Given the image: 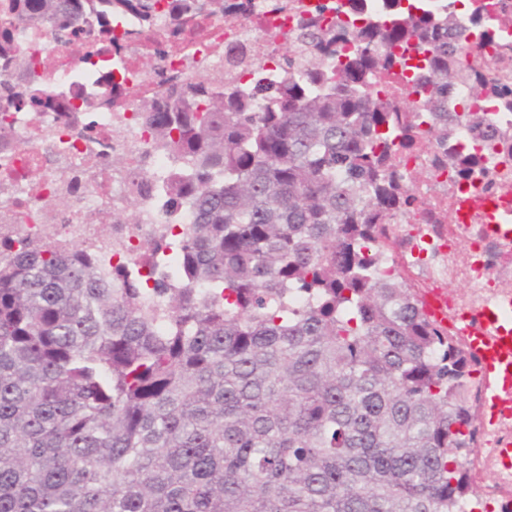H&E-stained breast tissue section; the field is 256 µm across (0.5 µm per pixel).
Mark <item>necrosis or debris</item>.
<instances>
[{
  "mask_svg": "<svg viewBox=\"0 0 512 512\" xmlns=\"http://www.w3.org/2000/svg\"><path fill=\"white\" fill-rule=\"evenodd\" d=\"M402 0L411 11L454 13L470 47V57L497 81L512 85V62L502 56L512 45V10L499 11L496 0ZM227 0L224 16L197 15L175 21L158 12L153 22L129 11L113 17L108 32L84 34L78 47H57L46 25H15L14 44L31 63L27 72L0 64V238H40L52 227L55 242L105 254L110 264L126 261L129 248L169 235L171 228L193 222L189 207H167L172 185L189 170L188 159L156 147L134 118L136 103L164 96L224 70L225 57L235 51L244 63L230 78L247 85L273 82L276 62L295 33L310 21L320 26H364L385 17V0ZM393 64L378 73L374 91L390 111L415 114L420 128L428 117L421 106L413 75L423 71V55L391 46ZM46 88L50 103L36 112L15 110L10 96ZM448 148L436 149L419 139L397 148L391 167L409 202L387 227L397 255L387 257L382 276H399L419 267L435 286L458 280L460 301H449V313L480 308L486 301L512 296V235L487 231L482 220L459 213L468 195L512 198V109L493 95L473 99L467 84L454 83L448 104ZM94 126V136L84 133ZM71 141L69 149L58 139ZM124 155L129 164L101 178L102 154ZM67 196L66 215L51 216L42 201ZM137 208L136 224H116L114 212ZM99 215L86 223L87 213ZM469 253L458 263L460 250Z\"/></svg>",
  "mask_w": 512,
  "mask_h": 512,
  "instance_id": "obj_1",
  "label": "necrosis or debris"
}]
</instances>
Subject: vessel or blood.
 I'll list each match as a JSON object with an SVG mask.
<instances>
[{
    "mask_svg": "<svg viewBox=\"0 0 512 512\" xmlns=\"http://www.w3.org/2000/svg\"><path fill=\"white\" fill-rule=\"evenodd\" d=\"M459 335L483 374L481 412L492 427L512 420V300L461 312Z\"/></svg>",
    "mask_w": 512,
    "mask_h": 512,
    "instance_id": "1",
    "label": "vessel or blood"
}]
</instances>
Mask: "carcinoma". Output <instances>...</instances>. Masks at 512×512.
<instances>
[{
    "instance_id": "obj_1",
    "label": "carcinoma",
    "mask_w": 512,
    "mask_h": 512,
    "mask_svg": "<svg viewBox=\"0 0 512 512\" xmlns=\"http://www.w3.org/2000/svg\"><path fill=\"white\" fill-rule=\"evenodd\" d=\"M150 23L160 0H102ZM90 0H5L14 23L83 33ZM226 0H168L181 19ZM368 28L306 24L309 51L279 82L220 75L135 108L152 140L194 162L174 183L196 222L138 253L141 276L50 241L0 242V512H474L473 355L380 275L404 203L388 158L397 115L366 92L414 41L430 127L448 141V86L512 104V86L465 64L452 13L397 10ZM356 52L337 84L317 62ZM46 104L38 89L16 109Z\"/></svg>"
}]
</instances>
